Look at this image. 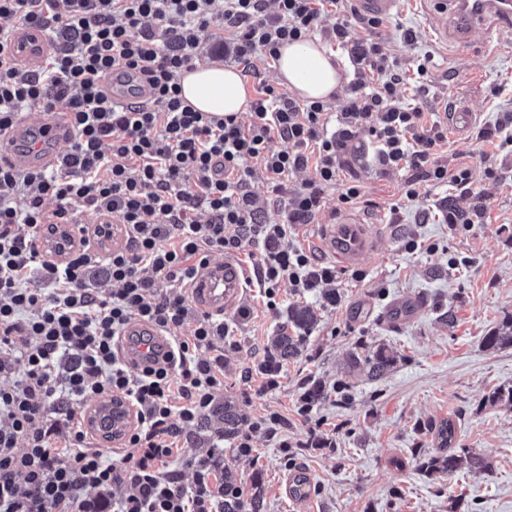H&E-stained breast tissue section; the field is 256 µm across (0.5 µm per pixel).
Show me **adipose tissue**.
<instances>
[{
  "mask_svg": "<svg viewBox=\"0 0 512 512\" xmlns=\"http://www.w3.org/2000/svg\"><path fill=\"white\" fill-rule=\"evenodd\" d=\"M277 78L298 98L310 101L330 99L342 84L331 53L315 39L282 48ZM181 95L202 112L227 115L248 108V92L239 71L221 65L200 66L185 73Z\"/></svg>",
  "mask_w": 512,
  "mask_h": 512,
  "instance_id": "obj_1",
  "label": "adipose tissue"
}]
</instances>
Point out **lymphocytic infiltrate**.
Masks as SVG:
<instances>
[{"mask_svg":"<svg viewBox=\"0 0 512 512\" xmlns=\"http://www.w3.org/2000/svg\"><path fill=\"white\" fill-rule=\"evenodd\" d=\"M340 0H0V132L23 109L69 114L73 137L57 163L17 171L0 165V512H224L216 467L201 462L191 486L170 463L180 435L212 411L224 388L232 330L193 313L187 288L214 256H247L256 286L276 309L282 286L303 294L336 282L294 240L341 184L357 204L356 181H340L358 144L376 146L381 170L410 169L415 185L473 191L469 167L438 151L448 124L397 94L401 82L374 34L343 22L322 28ZM42 29L55 44L44 66L20 67L6 49L9 28ZM323 33L367 70L340 111L302 101L261 80L287 42ZM230 56L253 84L249 122L194 109L180 75L195 68L202 40ZM144 80L147 99L112 106L105 79ZM308 172L300 187L290 175ZM263 179L284 202L271 220L252 189ZM91 211L88 239L56 259L53 228ZM109 284L100 294L99 284ZM134 321L170 340L167 351L128 366L118 351ZM128 402L135 420L122 452L105 460L78 408L98 397ZM126 486L121 498L112 489Z\"/></svg>","mask_w":512,"mask_h":512,"instance_id":"obj_1","label":"lymphocytic infiltrate"}]
</instances>
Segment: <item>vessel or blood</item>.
Masks as SVG:
<instances>
[{
    "label": "vessel or blood",
    "instance_id": "vessel-or-blood-1",
    "mask_svg": "<svg viewBox=\"0 0 512 512\" xmlns=\"http://www.w3.org/2000/svg\"><path fill=\"white\" fill-rule=\"evenodd\" d=\"M356 14L386 20L400 11L401 0H350ZM434 6L433 18L438 38L445 43L463 44L471 31L486 20L503 28L512 27V0H422ZM9 52L25 68L39 67L53 46L46 34L36 28L18 25L7 41ZM71 127L64 112L55 110L34 120L19 114L15 125L0 133V162L26 170L47 167L67 146ZM319 244L324 252L349 266L359 265L377 251L379 240L370 224L356 213H341L323 224ZM247 274L233 259L210 262L189 287L192 303L201 311L224 314L243 297Z\"/></svg>",
    "mask_w": 512,
    "mask_h": 512
}]
</instances>
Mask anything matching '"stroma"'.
<instances>
[{"label": "stroma", "instance_id": "1", "mask_svg": "<svg viewBox=\"0 0 512 512\" xmlns=\"http://www.w3.org/2000/svg\"><path fill=\"white\" fill-rule=\"evenodd\" d=\"M407 31L415 35L409 44ZM379 34L402 76L403 100L418 98L436 113L450 102L465 104L481 125L505 108L506 96L495 90L512 86V30L482 26L470 43L446 46L419 0H401L399 14ZM373 152L366 144L349 174L364 192L352 210L371 224L380 248L356 268L317 254L336 269L337 304L287 287L273 311L256 290L242 300L251 316L238 323L225 351L217 397L233 400L244 424L271 413L281 423L273 432L253 431L252 454L225 442L224 463L245 492L261 490L265 512H299L284 492L287 477L298 471L310 479L306 512H466L471 502L478 512H512V408L480 404L494 387L512 384V347L482 344L512 317V156L477 145L473 131L449 128L444 158L471 168L473 194L421 182L408 201L402 197L408 170L380 171ZM448 204L479 216V223L466 231L445 224L441 210ZM293 308L312 310L316 326L302 353L283 363L279 388L256 394L244 374ZM362 346L389 348L396 365L376 380L348 372L351 353ZM313 377L330 389L345 382L348 400L330 397L300 415L302 386ZM448 417L456 423V447L483 457L489 471L439 481L419 469L416 449H437L428 425ZM213 439L196 428L182 436L174 468L183 484L192 482L194 464ZM285 442L290 452H283Z\"/></svg>", "mask_w": 512, "mask_h": 512}]
</instances>
